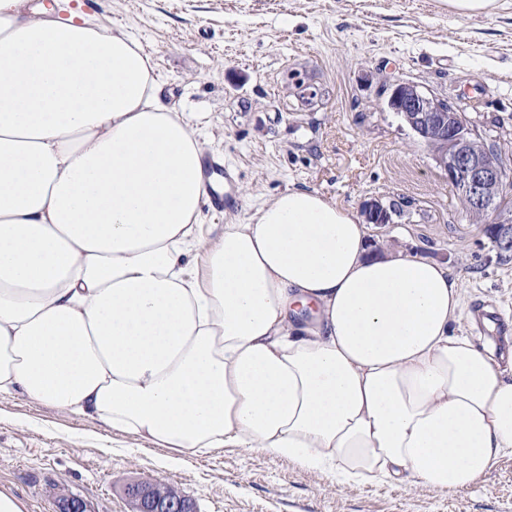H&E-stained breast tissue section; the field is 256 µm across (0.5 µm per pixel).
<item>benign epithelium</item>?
<instances>
[{"label":"benign epithelium","instance_id":"benign-epithelium-1","mask_svg":"<svg viewBox=\"0 0 512 512\" xmlns=\"http://www.w3.org/2000/svg\"><path fill=\"white\" fill-rule=\"evenodd\" d=\"M387 106L400 114L422 140L434 135L442 142L443 150L434 153L433 157L444 171L448 185L460 194L466 206L494 215L493 220L484 225V234L499 253H511L512 211L492 208L505 182L506 172L477 146L472 130L460 115L452 108L443 107L435 96L420 86L404 81L392 84ZM362 213L369 224H389L392 220V210L378 200L364 202ZM129 495L137 501L138 512H194L193 504L187 498L156 495L145 483L132 486Z\"/></svg>","mask_w":512,"mask_h":512}]
</instances>
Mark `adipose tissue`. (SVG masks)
I'll return each instance as SVG.
<instances>
[{
	"label": "adipose tissue",
	"instance_id": "obj_1",
	"mask_svg": "<svg viewBox=\"0 0 512 512\" xmlns=\"http://www.w3.org/2000/svg\"><path fill=\"white\" fill-rule=\"evenodd\" d=\"M118 28L0 0V393L187 455L474 483L512 454V355L462 282L293 188L203 244L191 118Z\"/></svg>",
	"mask_w": 512,
	"mask_h": 512
}]
</instances>
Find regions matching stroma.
Wrapping results in <instances>:
<instances>
[{
    "label": "stroma",
    "mask_w": 512,
    "mask_h": 512,
    "mask_svg": "<svg viewBox=\"0 0 512 512\" xmlns=\"http://www.w3.org/2000/svg\"><path fill=\"white\" fill-rule=\"evenodd\" d=\"M136 36L163 102L187 113L205 155L236 174L237 208L203 203L205 242L289 188L353 212L396 204L373 243L448 264L465 309L494 303L489 335L512 349V259H500L429 148L387 106L393 83L452 102L512 175V7L465 16L446 0H57ZM159 482L196 512H512V455L472 486L440 492L410 479L354 485L249 448L172 460L151 445L19 393H0V490L28 512H135L130 484Z\"/></svg>",
    "instance_id": "1"
}]
</instances>
